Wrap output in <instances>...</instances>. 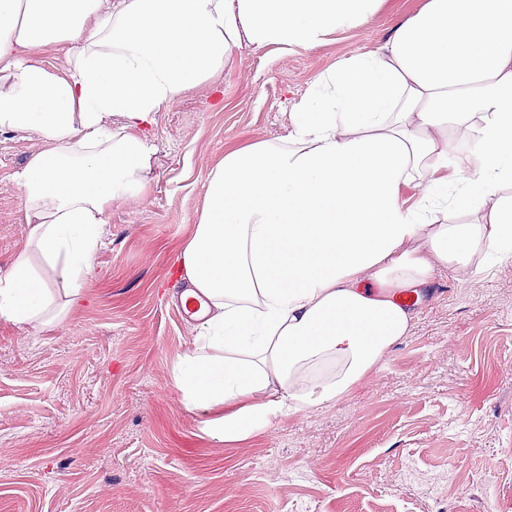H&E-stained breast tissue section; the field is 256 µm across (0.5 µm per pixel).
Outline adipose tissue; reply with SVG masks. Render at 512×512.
Listing matches in <instances>:
<instances>
[{
    "mask_svg": "<svg viewBox=\"0 0 512 512\" xmlns=\"http://www.w3.org/2000/svg\"><path fill=\"white\" fill-rule=\"evenodd\" d=\"M379 2L0 0V132L41 142L12 176L28 236L0 272V321L53 326L80 303L113 204L152 179L159 112L232 48L310 49ZM58 49L61 71L40 59ZM205 181L173 273L204 301L172 383L208 437L239 441L348 393L438 272L512 256V0H428L321 74L285 136L225 153Z\"/></svg>",
    "mask_w": 512,
    "mask_h": 512,
    "instance_id": "ef3b65f1",
    "label": "adipose tissue"
}]
</instances>
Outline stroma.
<instances>
[{
	"instance_id": "stroma-1",
	"label": "stroma",
	"mask_w": 512,
	"mask_h": 512,
	"mask_svg": "<svg viewBox=\"0 0 512 512\" xmlns=\"http://www.w3.org/2000/svg\"><path fill=\"white\" fill-rule=\"evenodd\" d=\"M427 0H382L311 49H235L158 115L145 198L113 205L62 325L0 322V512H512V261L427 289L409 333L351 392L248 440L201 431L172 366L178 254L227 150L288 130L287 100L368 52ZM36 136L0 132V269L23 250L11 179Z\"/></svg>"
}]
</instances>
